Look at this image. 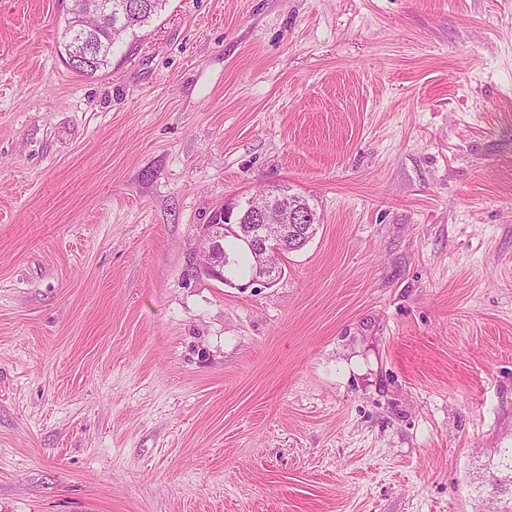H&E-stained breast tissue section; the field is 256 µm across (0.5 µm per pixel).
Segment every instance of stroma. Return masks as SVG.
Instances as JSON below:
<instances>
[{
    "label": "stroma",
    "mask_w": 512,
    "mask_h": 512,
    "mask_svg": "<svg viewBox=\"0 0 512 512\" xmlns=\"http://www.w3.org/2000/svg\"><path fill=\"white\" fill-rule=\"evenodd\" d=\"M0 0V512H490L512 0H167L87 77ZM316 233L238 288L198 225ZM271 194L274 200H278L282 195L288 193L278 192L273 195L271 192ZM290 197L296 205L311 208L304 198L291 194ZM272 198L268 193L252 196L246 201L245 206L239 210H245V214H248L253 224H247L243 214L238 213L236 220H240L242 224L241 222L236 224V220L232 224L231 221L224 223L213 219L212 224L198 225L192 256V266L196 273L223 283L229 282L226 276L229 261L227 258L223 261L216 259L215 256L219 250H222L221 244H223L224 239L232 238L242 248L248 250L253 258V266L250 261L247 267L241 268L247 265V257L251 260L250 254L240 249L233 241L229 244L230 248H227V242L224 243V257L226 255L230 257L231 272L239 271L251 275L246 284L238 286L243 287L256 283L271 285L274 283L277 278L272 279L270 274H275L278 270L281 274L283 268L281 263L277 265L272 262L271 255L276 254L282 259L287 251L298 247V244H294L293 241L298 233L299 225H303L302 231H305V227L307 228L312 224L309 236L303 238L301 244L302 247L305 246L309 239L313 237L315 231L313 224L318 222L315 213L312 214L305 209H298L296 205L280 206V201L275 202ZM270 217L276 218L275 224H278L276 233H273L269 227Z\"/></svg>",
    "instance_id": "1"
}]
</instances>
